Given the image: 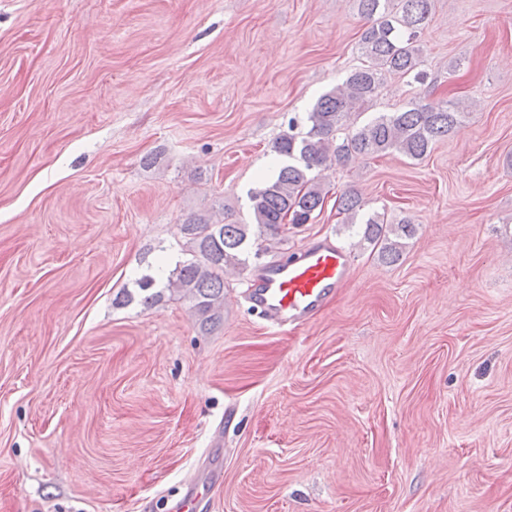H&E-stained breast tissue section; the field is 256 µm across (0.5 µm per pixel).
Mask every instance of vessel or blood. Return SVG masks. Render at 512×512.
<instances>
[{"label":"vessel or blood","instance_id":"vessel-or-blood-1","mask_svg":"<svg viewBox=\"0 0 512 512\" xmlns=\"http://www.w3.org/2000/svg\"><path fill=\"white\" fill-rule=\"evenodd\" d=\"M350 252L323 237L299 254L264 264L249 291L251 308L271 326L297 327L341 288L351 268ZM223 481L219 469L187 486L175 512H199L201 502Z\"/></svg>","mask_w":512,"mask_h":512}]
</instances>
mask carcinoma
<instances>
[{
    "mask_svg": "<svg viewBox=\"0 0 512 512\" xmlns=\"http://www.w3.org/2000/svg\"><path fill=\"white\" fill-rule=\"evenodd\" d=\"M361 16L369 21L358 46L361 66L323 94L307 113V130L297 129L295 120L275 141L274 151L288 158L273 178L250 192L253 223L226 224L203 216H192L179 225L192 258L175 265L163 288L153 290L155 279L145 275L136 281L140 302L151 307L165 294L189 301L200 329L207 331L224 313V271L247 267L249 254L258 259L267 252L264 243H282L288 225L307 224L322 209L326 192L321 171L343 165L356 155L378 156L397 151L421 160L433 145L448 136L458 123L459 106L452 102H409L395 112L384 113L341 135L379 95L386 75L418 71L422 49L419 33L431 15L432 0H356ZM362 208L358 195L339 197V210L354 220ZM413 225L389 224L379 215L365 222L363 239L380 246L379 255L388 263L402 258L401 239L414 235Z\"/></svg>",
    "mask_w": 512,
    "mask_h": 512,
    "instance_id": "1",
    "label": "carcinoma"
}]
</instances>
